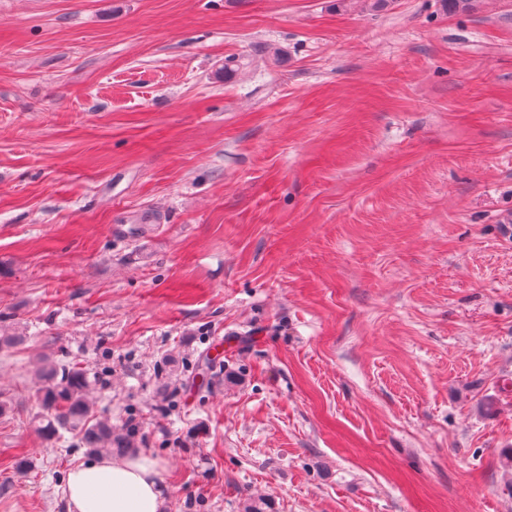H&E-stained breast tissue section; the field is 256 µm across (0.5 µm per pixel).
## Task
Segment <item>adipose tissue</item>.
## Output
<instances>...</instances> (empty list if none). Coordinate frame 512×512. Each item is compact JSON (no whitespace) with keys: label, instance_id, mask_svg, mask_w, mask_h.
Wrapping results in <instances>:
<instances>
[{"label":"adipose tissue","instance_id":"1","mask_svg":"<svg viewBox=\"0 0 512 512\" xmlns=\"http://www.w3.org/2000/svg\"><path fill=\"white\" fill-rule=\"evenodd\" d=\"M64 494L69 512H165L168 492L157 462L145 455H98L72 468Z\"/></svg>","mask_w":512,"mask_h":512}]
</instances>
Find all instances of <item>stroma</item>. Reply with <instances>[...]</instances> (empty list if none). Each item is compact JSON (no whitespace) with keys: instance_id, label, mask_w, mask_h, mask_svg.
<instances>
[{"instance_id":"1","label":"stroma","mask_w":512,"mask_h":512,"mask_svg":"<svg viewBox=\"0 0 512 512\" xmlns=\"http://www.w3.org/2000/svg\"><path fill=\"white\" fill-rule=\"evenodd\" d=\"M1 334L0 512L44 357L166 512H512V0H0Z\"/></svg>"}]
</instances>
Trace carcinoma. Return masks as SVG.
<instances>
[{
  "mask_svg": "<svg viewBox=\"0 0 512 512\" xmlns=\"http://www.w3.org/2000/svg\"><path fill=\"white\" fill-rule=\"evenodd\" d=\"M43 385L39 390L42 408L41 426L48 436H62V432L76 434L82 443L110 452L129 447L122 433L112 431L106 421H93L92 406L87 398L91 382L87 373L75 367L47 366L41 370Z\"/></svg>",
  "mask_w": 512,
  "mask_h": 512,
  "instance_id": "carcinoma-1",
  "label": "carcinoma"
}]
</instances>
